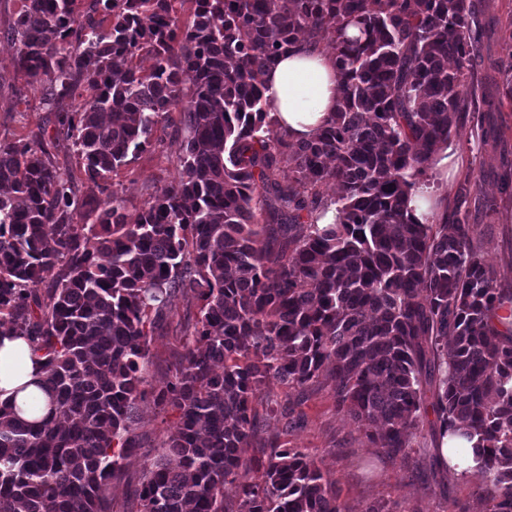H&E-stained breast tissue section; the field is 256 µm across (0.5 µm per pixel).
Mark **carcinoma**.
Returning a JSON list of instances; mask_svg holds the SVG:
<instances>
[{
    "instance_id": "obj_1",
    "label": "carcinoma",
    "mask_w": 512,
    "mask_h": 512,
    "mask_svg": "<svg viewBox=\"0 0 512 512\" xmlns=\"http://www.w3.org/2000/svg\"><path fill=\"white\" fill-rule=\"evenodd\" d=\"M473 21L470 0H23L17 69L88 193L47 128L0 141V321L44 357L52 398L33 422L0 404V512H112L148 336L175 294L198 315L153 394L179 421L140 512H351L305 449L262 432L288 420L271 384L320 380L395 459L426 423L466 436L484 512H512V331L498 326L512 291L468 222L470 179L441 224L406 210L476 97L512 101V76L472 81ZM301 37L329 43L341 83L325 127L296 143L263 76ZM166 136L183 138L177 176L130 213L112 174ZM426 468L438 486L454 476ZM56 146L49 145L48 150L53 154L54 161L62 171L73 175L74 185L79 196H84L87 191V181L81 171L76 153L73 152L68 142L60 140Z\"/></svg>"
}]
</instances>
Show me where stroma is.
Here are the masks:
<instances>
[{"label": "stroma", "instance_id": "35a3bbf8", "mask_svg": "<svg viewBox=\"0 0 512 512\" xmlns=\"http://www.w3.org/2000/svg\"><path fill=\"white\" fill-rule=\"evenodd\" d=\"M479 20L495 18L498 34L493 55L501 72L512 73V0H472ZM22 5L21 0H0V139L16 140L30 136L41 127H53L54 113L44 111L40 93L27 85L16 70L15 46L5 30ZM457 153L458 167L448 177L429 169L423 182L446 197H453L458 182L471 176L472 192L469 222L480 238L486 257L498 271L502 287L512 289V189L504 187L501 176L504 158L512 159V103H503L493 117L470 113L458 134L448 140ZM181 143L165 139L146 148L128 167L113 178L114 188L125 199L128 209H138L157 188L168 184L177 174ZM194 301L182 296L171 300L167 323L156 330L150 341V362L146 388L163 386L171 377L181 350V331L195 319ZM278 401L293 408L291 423L268 420L270 436L292 448H303L315 459L339 492L340 499L353 512L369 502L387 503L392 512H452L453 502H461L471 512H479L480 475L455 481L447 495L426 487L420 464L423 451L433 450L431 439H417L416 452L409 464L389 459L374 447L349 417L339 413L329 383L309 384L296 389L272 385ZM177 412L162 410L152 398L139 404L134 425L138 448L123 462L122 473L109 486L108 494L117 512H139V492L145 463L160 452L164 435L174 431Z\"/></svg>", "mask_w": 512, "mask_h": 512}]
</instances>
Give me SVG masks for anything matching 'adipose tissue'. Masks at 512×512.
<instances>
[{
  "mask_svg": "<svg viewBox=\"0 0 512 512\" xmlns=\"http://www.w3.org/2000/svg\"><path fill=\"white\" fill-rule=\"evenodd\" d=\"M340 82L334 56L309 40L287 47L264 76L274 116L296 141L315 137L335 112ZM43 362L26 339L0 336V403L12 402L28 420L41 419L50 408L40 386Z\"/></svg>",
  "mask_w": 512,
  "mask_h": 512,
  "instance_id": "ef3b65f1",
  "label": "adipose tissue"
}]
</instances>
